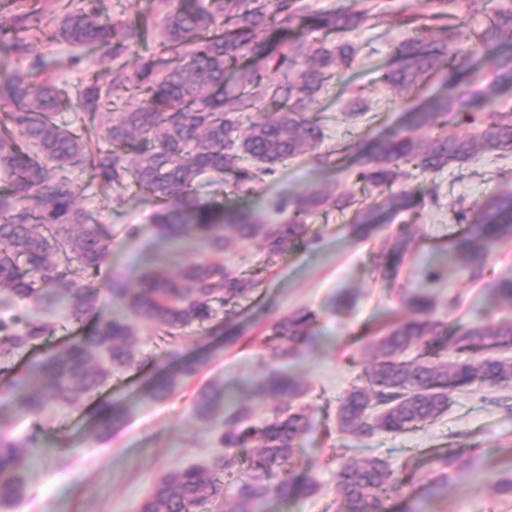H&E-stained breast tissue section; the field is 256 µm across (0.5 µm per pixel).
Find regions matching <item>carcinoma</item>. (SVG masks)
Returning <instances> with one entry per match:
<instances>
[{"instance_id": "carcinoma-1", "label": "carcinoma", "mask_w": 512, "mask_h": 512, "mask_svg": "<svg viewBox=\"0 0 512 512\" xmlns=\"http://www.w3.org/2000/svg\"><path fill=\"white\" fill-rule=\"evenodd\" d=\"M169 9L156 26L150 16L113 20L98 0H0V50L25 56L29 36L53 27L52 37L75 48L101 50L98 65L107 76L85 84L77 99L41 79L39 65L26 71L0 67V172L8 189L0 193V289L20 301L39 306L54 302L80 321L97 316L94 327L45 360L31 363L10 384L7 397L17 414L34 419L24 435H12L11 422L0 417V506L7 508L26 490L23 464L41 447L46 413L77 407L105 384L116 369H140L148 362L131 319L149 323L175 345L178 333L214 317V303L246 299L257 282L224 267V252L247 243L268 256H284L306 241L307 219L318 212L345 211L354 205L349 192L313 190L277 202L288 213L279 224H263L224 209L218 201H201L196 182L205 177L228 178L246 190L275 165L314 150L323 139L317 117L307 115L327 84L357 53L348 41L329 48L306 44L292 35L291 24L304 20L315 29L344 33L369 19L365 10L311 13L302 0H168ZM431 17L458 19V0H425ZM161 34L175 64L160 66L138 56L124 62L132 46ZM404 65L384 74L396 97L408 101L418 82L443 73L448 92L410 103V126L397 129L370 151L355 171V182L386 188V208H401L407 194L392 191L400 165L436 175L463 167L478 152L512 157V116L497 111L498 93L512 85V0L491 8L483 26L472 30L467 43L457 41L455 27L436 38H413L398 47ZM296 71L280 81L277 72ZM129 93L134 103L112 111V95ZM274 108L267 118L254 113ZM81 112L82 132L58 122L60 111ZM474 131L449 136L448 119ZM428 134L416 137L412 128ZM94 139L110 148L93 150ZM87 176L86 185L70 173ZM117 191L134 187L153 196L158 208L152 222L160 238L174 244L192 237L208 257L184 265L172 275L143 257L138 288H126L113 276L108 291L118 317L99 307L94 276L112 249V228L94 222L77 205L84 187ZM466 225L454 252L472 281L484 277L485 258L494 240L512 239V217L499 215L495 203L481 210L458 212ZM413 241L398 239L379 258L378 269L390 271L412 250ZM498 303L512 308V278L487 283ZM412 315L383 327L370 345L373 360L358 384L343 395L338 428L358 437L398 434L418 429L448 410V392L476 384H512V361L492 352L512 348V321L489 326L462 324L456 346L470 353L464 360L434 359L447 323L435 317L429 296L409 298ZM313 315L297 310L276 321L275 339L284 343L277 355L312 342ZM57 323L33 316L0 319V372L22 351L54 334ZM419 354L405 359L408 350ZM195 360L174 366L173 375L152 383L148 396L168 399L183 380L196 374ZM303 384L272 372L259 394L277 402L273 416L249 425L251 408L224 409L222 393L203 391L194 402L205 419L224 418L219 441L227 453L205 464L174 469L163 475L143 498L139 512H196L217 503L223 512H255L270 495L307 496L313 486L292 472L297 444L310 427L306 409L295 406ZM100 431L123 420L114 402H100L92 411ZM257 449L254 474L224 483L240 457ZM380 458L341 462L337 494L343 512H387V502L407 481Z\"/></svg>"}]
</instances>
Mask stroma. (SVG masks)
<instances>
[{
	"mask_svg": "<svg viewBox=\"0 0 512 512\" xmlns=\"http://www.w3.org/2000/svg\"><path fill=\"white\" fill-rule=\"evenodd\" d=\"M408 3L365 0L371 19L344 35L359 53L314 108L324 124V138L317 149L278 166L248 191L229 183L219 191L200 182L196 187L199 198L221 199L225 208L250 213L266 224L281 220L271 212L270 201L325 186L353 190L359 209H379L385 190L354 183L346 168L405 120L403 105L386 88L382 76L399 65L397 45L418 34L416 26L399 22L409 10ZM31 44V57L42 60L46 73L60 87L75 89L98 72V50H78L44 36L32 39ZM31 57L11 55L7 61L24 70ZM356 89L368 100L370 111L367 119L348 124L342 113ZM334 149L340 152L339 162L325 163L324 155ZM434 184L440 188L439 204L421 203V196ZM395 188L414 192L418 204L381 212L379 227L369 237L356 231L351 215L332 211L309 219L312 246L298 247L281 257L257 253L245 243L225 252L226 266L257 279L252 299L236 306H218L206 326L182 331L177 349H170L152 326L137 323L141 349L150 358L148 365L139 372H115L101 391L102 398L124 407V421L103 433L91 423L83 406L43 417L45 444L27 461V492L9 512H137L164 473L221 454L212 423L193 412L197 395L218 385L224 391L225 405L251 404V421L257 425L271 416L275 404L259 399L254 390L273 371L301 379L307 387L301 403L308 408L312 426L300 442L295 470L315 491L288 499L268 497L258 504L257 512H337L336 486L344 455L385 460L398 474L416 471L413 485L389 502L390 512H512V493L496 491L502 480H512V386L477 385L452 392L445 415L406 433H378L359 440L337 428L339 401L356 384L370 358L373 329L407 316L408 295L433 298L436 316L448 324L450 338L440 351L441 359L448 362L462 356L453 340L460 324L496 323L507 314L485 284L512 276V240L491 246L481 282L468 281L458 272L449 247L462 230L453 218V201L461 198L481 208L496 199L512 200V158L482 154L432 179L406 165ZM123 196V204L118 205L110 195L91 188L79 199L95 221L112 227V253L95 279L104 307L112 304L107 286L113 274H120L127 286L137 285L143 255L154 256L170 271L206 255L195 241H183L174 249L160 239L151 222L156 207L152 197L133 188L124 190ZM129 224L138 225L136 237L125 235ZM402 235L415 237L416 244L395 274L383 276L376 269L377 257ZM433 270L441 274L435 282L428 278ZM452 299L457 302L453 308L448 305ZM301 309L315 315L313 343L285 358L273 356L272 324ZM41 312L58 321L59 329L36 351L23 355L26 363L46 358L93 323L89 316L79 324L67 321L60 308L48 304ZM176 351L184 357L204 353L208 359L172 397L153 401L145 385L168 371ZM442 456L450 462L448 483L436 492L430 481L441 469L438 459Z\"/></svg>",
	"mask_w": 512,
	"mask_h": 512,
	"instance_id": "1",
	"label": "stroma"
}]
</instances>
